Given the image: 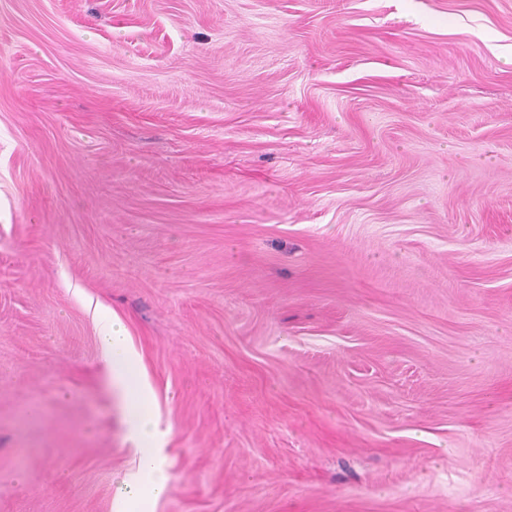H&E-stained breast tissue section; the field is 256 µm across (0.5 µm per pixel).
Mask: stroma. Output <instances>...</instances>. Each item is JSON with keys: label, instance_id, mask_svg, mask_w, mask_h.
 Returning <instances> with one entry per match:
<instances>
[{"label": "stroma", "instance_id": "stroma-1", "mask_svg": "<svg viewBox=\"0 0 512 512\" xmlns=\"http://www.w3.org/2000/svg\"><path fill=\"white\" fill-rule=\"evenodd\" d=\"M512 512V0H0V512ZM100 331L103 362L110 372L112 385L119 392L129 438L138 447V469L145 486L138 479H132L121 494L126 505L123 511H135L133 509L145 497L159 498L167 489L168 478L162 473L166 433L159 430L155 417L145 411L151 396L124 327L112 319V322L102 321Z\"/></svg>", "mask_w": 512, "mask_h": 512}]
</instances>
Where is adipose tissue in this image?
<instances>
[{
	"label": "adipose tissue",
	"instance_id": "obj_1",
	"mask_svg": "<svg viewBox=\"0 0 512 512\" xmlns=\"http://www.w3.org/2000/svg\"><path fill=\"white\" fill-rule=\"evenodd\" d=\"M100 331L103 362L119 392L129 437L137 447L139 476L127 482L122 493L128 512H133L144 498L160 497L167 489L168 479L162 472L164 434L155 417L146 411L150 393L122 324L105 321Z\"/></svg>",
	"mask_w": 512,
	"mask_h": 512
}]
</instances>
